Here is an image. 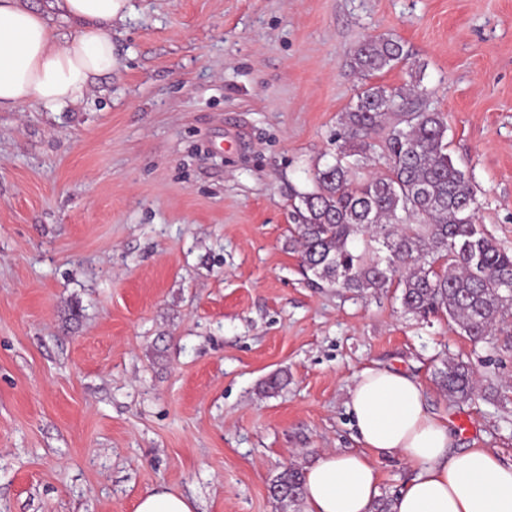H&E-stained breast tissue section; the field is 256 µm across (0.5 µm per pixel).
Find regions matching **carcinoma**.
Returning <instances> with one entry per match:
<instances>
[{
    "instance_id": "1",
    "label": "carcinoma",
    "mask_w": 512,
    "mask_h": 512,
    "mask_svg": "<svg viewBox=\"0 0 512 512\" xmlns=\"http://www.w3.org/2000/svg\"><path fill=\"white\" fill-rule=\"evenodd\" d=\"M392 38L360 42L350 65L365 77L406 60ZM421 79L407 87L371 85L340 125L350 146L314 171L310 191L291 195L288 245L318 288L360 295L401 291L406 313H444L471 342L512 351V253L477 224L474 188L448 152V123L427 108ZM380 150L385 173L359 177ZM435 381L454 403L475 395L470 364L448 361ZM304 472L285 468L271 497L296 504Z\"/></svg>"
}]
</instances>
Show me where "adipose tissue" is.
Wrapping results in <instances>:
<instances>
[{
  "label": "adipose tissue",
  "instance_id": "obj_1",
  "mask_svg": "<svg viewBox=\"0 0 512 512\" xmlns=\"http://www.w3.org/2000/svg\"><path fill=\"white\" fill-rule=\"evenodd\" d=\"M128 0H56L74 28L58 41L44 12L0 0V111L82 100L118 65L112 24ZM353 451H326L308 466L304 512H372L378 463L401 458L412 472L391 512H512V461L484 448L453 449L447 417L432 411L423 383L404 371L368 366L348 389Z\"/></svg>",
  "mask_w": 512,
  "mask_h": 512
}]
</instances>
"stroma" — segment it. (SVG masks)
I'll return each instance as SVG.
<instances>
[{"mask_svg":"<svg viewBox=\"0 0 512 512\" xmlns=\"http://www.w3.org/2000/svg\"><path fill=\"white\" fill-rule=\"evenodd\" d=\"M83 100L0 112V512H294L289 465L357 449L353 376L424 385L459 448L512 460V354L437 314L312 287L292 191L333 162L368 84L420 75L477 222L512 251V0H129ZM411 54L355 74L369 36ZM471 361L496 400L448 402ZM283 381L267 391L272 377ZM435 381L448 400L454 403L467 401L476 392L470 364L462 359L449 360L435 373ZM135 512H195L193 502L179 492L151 491L143 494Z\"/></svg>","mask_w":512,"mask_h":512,"instance_id":"stroma-1","label":"stroma"}]
</instances>
